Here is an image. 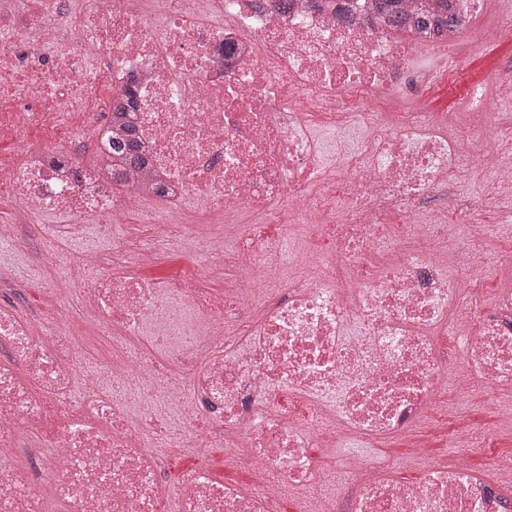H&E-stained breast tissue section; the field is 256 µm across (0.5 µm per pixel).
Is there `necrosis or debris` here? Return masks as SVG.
I'll return each mask as SVG.
<instances>
[{
    "mask_svg": "<svg viewBox=\"0 0 512 512\" xmlns=\"http://www.w3.org/2000/svg\"><path fill=\"white\" fill-rule=\"evenodd\" d=\"M4 39L60 47L25 81L58 105L130 90L139 159L113 153L106 102L0 173L23 217L60 220L38 260L53 309L0 305V512H39L44 489L62 512H164L168 486L171 512H291L292 494L311 512H512L474 445L411 480L334 451L412 428L444 388H512V280L487 309L476 278L512 249L450 221L469 178L512 197V76L475 91L465 126L428 111L414 59L455 80L456 36H402L371 0H0ZM174 246L192 276L144 278ZM170 448L194 466L171 472ZM218 448L234 471L208 467Z\"/></svg>",
    "mask_w": 512,
    "mask_h": 512,
    "instance_id": "obj_1",
    "label": "necrosis or debris"
}]
</instances>
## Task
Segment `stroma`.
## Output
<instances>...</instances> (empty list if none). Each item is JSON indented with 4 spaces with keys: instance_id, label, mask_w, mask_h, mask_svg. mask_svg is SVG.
I'll use <instances>...</instances> for the list:
<instances>
[{
    "instance_id": "35a3bbf8",
    "label": "stroma",
    "mask_w": 512,
    "mask_h": 512,
    "mask_svg": "<svg viewBox=\"0 0 512 512\" xmlns=\"http://www.w3.org/2000/svg\"><path fill=\"white\" fill-rule=\"evenodd\" d=\"M501 7L494 0H484L477 34L464 35L467 48L460 77L436 89L428 98L429 111L459 116L468 101L471 87L485 84L504 74H512V34L496 30ZM31 92L0 89V168H12L21 160V150L13 138V129L22 117ZM486 184L467 183L460 191L466 202L463 219L482 218L496 226L498 233L485 242L488 251L504 245V233L512 232V201L486 202ZM0 232L11 235L12 245L0 247V255L9 258L17 276L12 285L0 288V305H11L36 314L48 309L53 299L40 281L30 276L47 237L30 227L10 199L0 196ZM446 413L424 415L411 430L388 438L368 449L376 457L399 459L404 476H412L419 463L429 461L445 466L452 461L453 446L463 444L470 431H482L483 448L474 455L473 465L508 496L512 495V420L502 418V408L512 407V389L494 395H474L465 405H458L456 391L443 396Z\"/></svg>"
}]
</instances>
